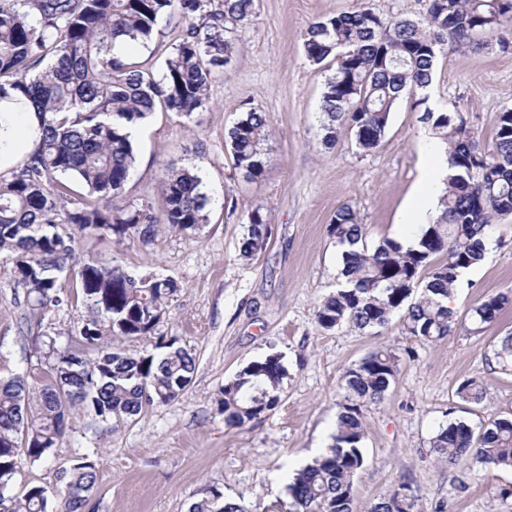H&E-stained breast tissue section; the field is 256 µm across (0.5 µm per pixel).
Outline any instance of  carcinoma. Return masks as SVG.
Wrapping results in <instances>:
<instances>
[{
    "mask_svg": "<svg viewBox=\"0 0 512 512\" xmlns=\"http://www.w3.org/2000/svg\"><path fill=\"white\" fill-rule=\"evenodd\" d=\"M255 0H0V95L41 117V136L32 153L8 176L0 175V253L12 258L14 279L34 310H45L75 290L89 312L65 347L54 336L32 337L46 371L36 399L21 376L0 380V512H79L97 481L89 456L62 469L61 485H31L24 496L8 492L17 457H47L79 413L103 421L138 415L165 405L191 383L195 358L159 337L155 348L129 355L127 339L156 333L177 284L153 274L137 275L95 258L81 261L75 285L66 284L76 259V233H96L149 244L161 224L192 235L207 223V193L194 170L168 163L161 176V204L114 206L136 162L132 129L158 111L180 116L208 103L212 80L238 52L241 33L252 24ZM427 15L383 19L369 7L340 12L309 24L303 50L320 65L336 62L322 95L324 139L349 137L369 153L385 137L390 114L404 96L414 105L431 85L440 56L448 49L491 42L512 45V0H427ZM178 16L179 41L156 75L128 55L114 53L117 39L146 46L157 19ZM448 155L439 215L419 225L417 243L406 247L384 238L367 244V227L350 205L336 209L327 232L340 251L341 277L315 312L324 329L344 325L361 331L388 327L433 343L454 324L448 307L459 271L484 258L493 216L512 214V109L497 113L491 144L483 146L458 110L426 108L420 116ZM268 116L250 107L228 131L235 168L253 179L264 169ZM82 202L67 208L73 186ZM271 235L267 214L247 217L240 252L252 258ZM512 300L489 297L473 308L475 320L490 323ZM398 357L377 349L348 367L341 378L342 403L330 453L294 470L287 499L276 512H354L356 478L364 466V413L381 403L394 383ZM288 373L282 355L254 360L224 383L217 406L224 422L243 427L274 410ZM459 397L480 403L486 388L467 380ZM431 448L453 464L472 454L480 462L512 469V419H499L479 434L462 422L439 426ZM189 512H246L218 487L193 502ZM367 512H419L415 497L398 484Z\"/></svg>",
    "mask_w": 512,
    "mask_h": 512,
    "instance_id": "1",
    "label": "carcinoma"
}]
</instances>
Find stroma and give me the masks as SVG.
I'll return each mask as SVG.
<instances>
[{
  "mask_svg": "<svg viewBox=\"0 0 512 512\" xmlns=\"http://www.w3.org/2000/svg\"><path fill=\"white\" fill-rule=\"evenodd\" d=\"M372 4L383 17L423 19L426 0H255L256 17L234 60L212 82L208 105L185 118L155 112L137 131V162L117 205L156 203L165 162L197 168L209 197L208 222L185 236L160 227L153 244L87 234L78 258L98 257L125 270L176 281L158 334L176 337L196 359L192 383L167 405L143 408L127 420L103 422L79 415L52 455L30 463L19 455L11 496L30 485L60 483V468L87 454L98 479L90 512H188L190 503L218 485L243 499L248 512H269L285 499L287 476L331 447L343 371L387 346L400 357L396 381L364 417L365 465L355 484L354 512L406 483L420 512H512V471H488L472 456L450 466L438 461L431 439L439 425L462 421L481 430L512 418V367L496 350L512 333V305L493 322L476 324L481 299L512 297V215L494 217L490 249L460 279L451 298L455 324L445 338L421 344L398 324L376 332L350 326L320 328L315 311L336 287L340 254L327 233L337 207L352 205L370 241L402 238L405 207L433 138L410 98L400 99L380 146L359 152L347 137L323 140L320 105L332 62L306 61L303 34L310 22ZM134 61L160 71L179 35L161 17ZM426 106L464 113L481 143L494 136L496 113L512 108V52L464 48L440 57ZM269 119L264 170L244 178L234 166L227 133L242 108ZM264 208L272 224L266 249L243 258L248 214ZM0 255V376L37 382L43 360L30 338L45 329L66 342L88 312L66 302L34 316ZM280 353L288 368L281 401L242 428L227 426L217 409L224 383L248 362ZM476 379L487 397L461 400L458 386Z\"/></svg>",
  "mask_w": 512,
  "mask_h": 512,
  "instance_id": "stroma-1",
  "label": "stroma"
}]
</instances>
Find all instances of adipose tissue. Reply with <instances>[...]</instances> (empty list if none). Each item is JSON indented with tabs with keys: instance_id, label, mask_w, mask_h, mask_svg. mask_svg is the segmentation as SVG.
<instances>
[{
	"instance_id": "1",
	"label": "adipose tissue",
	"mask_w": 512,
	"mask_h": 512,
	"mask_svg": "<svg viewBox=\"0 0 512 512\" xmlns=\"http://www.w3.org/2000/svg\"><path fill=\"white\" fill-rule=\"evenodd\" d=\"M39 127L40 119L33 110L13 112L7 109L5 102H0V174H8L35 149ZM448 174L445 151L424 158L421 185L408 207L411 226L428 223L430 218L437 216L439 197Z\"/></svg>"
}]
</instances>
